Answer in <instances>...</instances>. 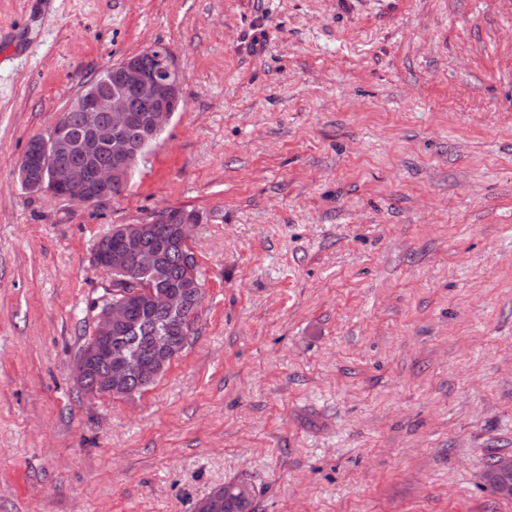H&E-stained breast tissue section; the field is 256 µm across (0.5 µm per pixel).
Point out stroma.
<instances>
[{
    "label": "stroma",
    "mask_w": 512,
    "mask_h": 512,
    "mask_svg": "<svg viewBox=\"0 0 512 512\" xmlns=\"http://www.w3.org/2000/svg\"><path fill=\"white\" fill-rule=\"evenodd\" d=\"M185 108L120 196L23 189L86 82L155 42ZM203 221L195 333L88 401L91 262ZM512 0H0V512H512ZM123 245V240L112 232L100 238L96 245L94 246L93 252H96L97 255L92 254V262L102 268V263L98 261L97 256L105 260L109 259L105 264L107 265L109 270L115 271H123L127 267V262L130 253H137L139 249H127L125 251H117L115 253H111L114 250H117L120 246ZM111 253V254H110ZM240 483L225 484L213 491L208 497L198 504V512H214L211 505L214 501H218L219 510L216 512H252V495L250 488Z\"/></svg>",
    "instance_id": "35a3bbf8"
}]
</instances>
